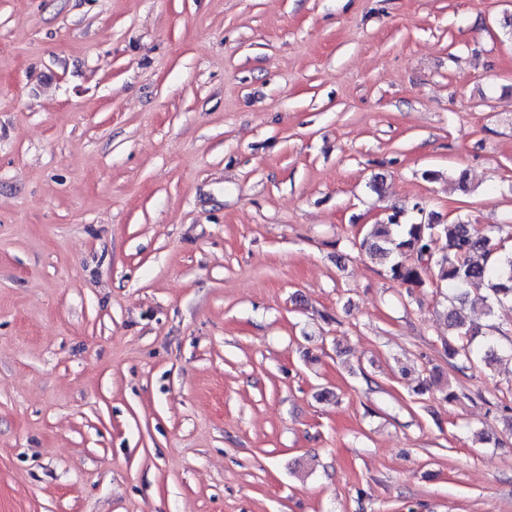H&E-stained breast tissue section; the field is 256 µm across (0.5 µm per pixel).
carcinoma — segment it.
Segmentation results:
<instances>
[{
	"label": "carcinoma",
	"mask_w": 512,
	"mask_h": 512,
	"mask_svg": "<svg viewBox=\"0 0 512 512\" xmlns=\"http://www.w3.org/2000/svg\"><path fill=\"white\" fill-rule=\"evenodd\" d=\"M402 214L403 209L392 207L386 220L363 230L355 247L394 283L448 289V333L454 337L445 344L448 360L465 365L481 355L490 360L500 353L512 360V343L499 345L496 337L467 322L461 313L466 287L475 283H487L493 303L512 301V250L504 246L503 227L492 226L481 234L460 217L447 224H404ZM479 335L484 338L482 352L473 346Z\"/></svg>",
	"instance_id": "1"
}]
</instances>
